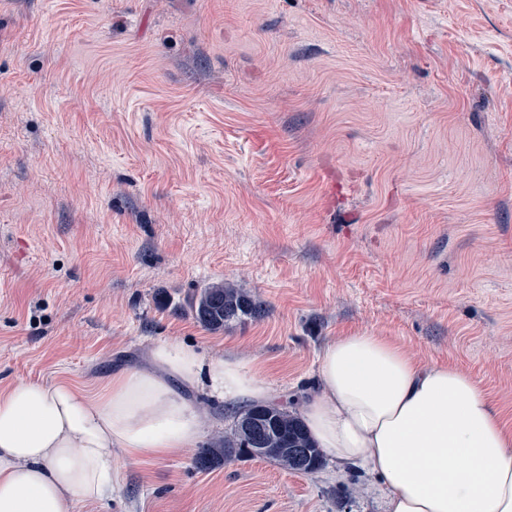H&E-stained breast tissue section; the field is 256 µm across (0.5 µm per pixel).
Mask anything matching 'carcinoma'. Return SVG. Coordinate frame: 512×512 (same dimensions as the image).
Wrapping results in <instances>:
<instances>
[{"instance_id": "carcinoma-1", "label": "carcinoma", "mask_w": 512, "mask_h": 512, "mask_svg": "<svg viewBox=\"0 0 512 512\" xmlns=\"http://www.w3.org/2000/svg\"><path fill=\"white\" fill-rule=\"evenodd\" d=\"M190 309L204 328L220 331L231 322L261 316L264 303L240 288L219 282L200 289ZM235 456L269 460L300 474H313L324 464L323 454L303 420L283 405L248 406L238 414L230 434L202 449L196 463L207 469L218 459Z\"/></svg>"}]
</instances>
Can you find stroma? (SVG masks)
I'll return each mask as SVG.
<instances>
[{"label": "stroma", "mask_w": 512, "mask_h": 512, "mask_svg": "<svg viewBox=\"0 0 512 512\" xmlns=\"http://www.w3.org/2000/svg\"><path fill=\"white\" fill-rule=\"evenodd\" d=\"M265 305L212 332L194 292ZM368 331L512 413V0H0V389L179 337L302 399ZM75 512H383L377 478L239 458L235 415Z\"/></svg>", "instance_id": "stroma-1"}]
</instances>
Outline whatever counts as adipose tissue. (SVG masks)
I'll return each instance as SVG.
<instances>
[{"label":"adipose tissue","instance_id":"1","mask_svg":"<svg viewBox=\"0 0 512 512\" xmlns=\"http://www.w3.org/2000/svg\"><path fill=\"white\" fill-rule=\"evenodd\" d=\"M302 414L340 465L367 467L385 512H512V427L464 370L423 364L368 332L326 342ZM226 409L261 402L271 384L252 359L155 341L144 364L101 379L21 381L0 391V512H72L111 498L124 457L181 455L203 429L188 395Z\"/></svg>","mask_w":512,"mask_h":512}]
</instances>
